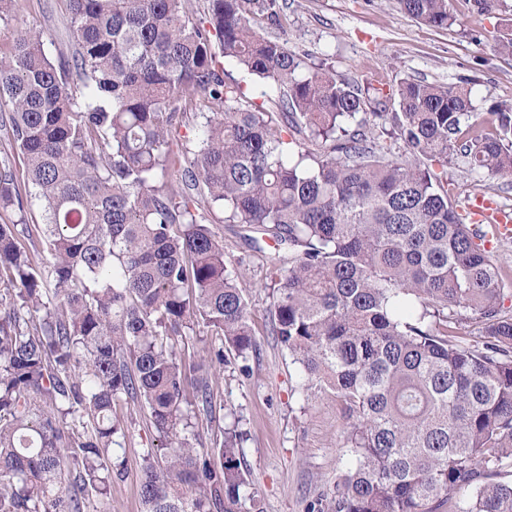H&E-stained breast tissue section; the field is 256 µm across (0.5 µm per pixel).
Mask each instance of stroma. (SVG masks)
<instances>
[{
  "mask_svg": "<svg viewBox=\"0 0 512 512\" xmlns=\"http://www.w3.org/2000/svg\"><path fill=\"white\" fill-rule=\"evenodd\" d=\"M288 45L306 62L329 56L336 73L360 87L378 89L387 111L400 79L414 78L444 85L468 84L479 122L490 124L489 109L512 105V57L494 51L498 29L512 21V0L500 10L479 15L471 0H451L453 25L435 28L406 15L398 0H287ZM24 25L40 31L44 50L53 62L72 59L75 51L67 0H16L11 17L0 22V53H8L13 31ZM9 159L24 196L23 210L0 209V224L37 227L44 222L39 201L31 199L23 159L12 141L0 133V160ZM448 192L459 213L476 199L512 212V180L471 173L463 157L447 167ZM213 229L224 242L226 259L239 275L254 309L252 324L258 350L249 374L226 364L208 371L216 408L215 419L199 417L200 447L211 448L224 438L231 413L241 414L247 439L242 454L248 477L263 512H307L311 501L330 493L344 474L351 455L342 446L347 427L336 397L318 394L302 400L294 389L299 370L272 333L266 269L247 240L245 226L219 222ZM125 437L117 453L123 474L112 482L108 512H144L139 495L142 457L162 440L151 426L144 405L120 401L115 406Z\"/></svg>",
  "mask_w": 512,
  "mask_h": 512,
  "instance_id": "stroma-1",
  "label": "stroma"
}]
</instances>
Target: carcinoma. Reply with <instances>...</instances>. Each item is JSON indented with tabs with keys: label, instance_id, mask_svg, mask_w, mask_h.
Returning a JSON list of instances; mask_svg holds the SVG:
<instances>
[{
	"label": "carcinoma",
	"instance_id": "carcinoma-1",
	"mask_svg": "<svg viewBox=\"0 0 512 512\" xmlns=\"http://www.w3.org/2000/svg\"><path fill=\"white\" fill-rule=\"evenodd\" d=\"M189 2L69 0L73 67L30 28L0 61V125L44 204L50 255L33 264L28 228L0 224V512L107 508L123 398L171 444L144 455L145 512H263L242 417L196 448L209 383L167 343L217 336L210 363L231 357L245 375L257 353L247 289L205 216L215 205L261 234L249 241L298 394H333L349 421L350 467L309 512H447L453 497L456 512H512L499 480L512 474V310L444 186L456 151L476 174L512 177V106L492 107L485 133L471 88L406 78L399 111H369L334 64L256 30L286 31L281 0H208L202 21ZM399 4L430 27L454 21L448 0ZM226 58L277 92L271 107L225 80ZM378 120L407 159L375 141ZM12 206L23 199L4 160L0 207ZM461 308L478 320L473 344L449 332Z\"/></svg>",
	"mask_w": 512,
	"mask_h": 512
}]
</instances>
